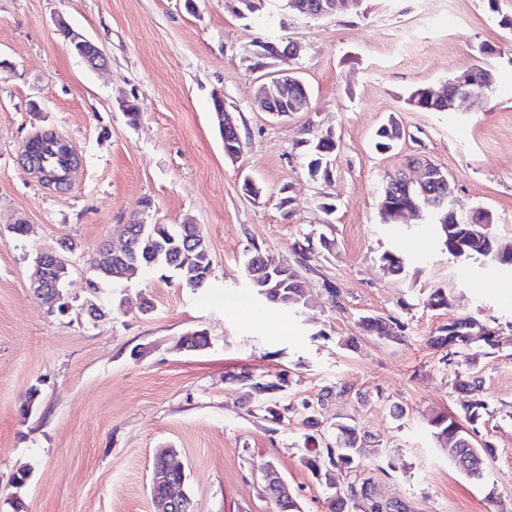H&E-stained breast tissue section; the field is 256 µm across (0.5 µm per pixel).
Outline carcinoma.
I'll return each instance as SVG.
<instances>
[{"label":"carcinoma","mask_w":512,"mask_h":512,"mask_svg":"<svg viewBox=\"0 0 512 512\" xmlns=\"http://www.w3.org/2000/svg\"><path fill=\"white\" fill-rule=\"evenodd\" d=\"M400 130L399 124L390 119L380 126L376 136V149L382 152L395 146L393 134ZM41 144L39 163L49 169L62 172L65 159L52 147L51 136L45 134L35 137ZM308 175L313 179H326L329 176V157L335 148L330 139L316 142L303 140ZM442 190V183L431 181L426 186H404L393 192L381 191L379 198V216L382 223L391 221L393 210L410 207L414 204L424 206L436 198ZM465 209L458 206L456 214L448 210L434 211L437 234L440 244L455 258L482 257L495 266L512 268V245H501L490 224H467L464 221ZM129 237L126 249L115 254L104 246L99 251L94 268L102 279L131 278L140 272H159L163 278L175 277L185 287L191 289L206 288L211 276L212 259L204 237L195 224H141L137 221L128 225ZM380 266L388 274L397 278L405 276L406 260L397 252L386 251L379 257ZM67 273V264L35 262L34 274L40 279L61 287ZM252 294L262 303L297 311L305 305L304 285L296 268L283 264L270 256L253 268L249 279ZM476 319L467 317L458 319L441 327L437 334L429 337L431 347L445 350L444 359L454 360L462 354L467 345L465 334L472 330ZM357 326L363 333L378 336H390L387 322L380 316L366 315L359 318ZM249 393L263 408L268 418L280 421L295 414L310 428L320 425L318 411L323 409L332 390L327 389L314 401L304 400L301 409L280 405L273 394L282 388L281 383L243 377ZM488 414V405L481 399L464 404L458 416L434 415L429 421L430 432L453 465L464 475L481 479L484 477L486 459L493 454L491 441L477 440V424ZM371 437L356 426L338 422L326 440L314 434L304 437L305 454L302 462L315 476L332 490L330 512H412L405 502L383 499L372 477L361 476L362 458L370 453L377 461L387 456L388 450L375 444L367 447ZM336 466L355 474L353 481L342 488L330 474V467ZM264 492L276 505L278 512H301V506L289 487L277 482L264 486Z\"/></svg>","instance_id":"carcinoma-1"}]
</instances>
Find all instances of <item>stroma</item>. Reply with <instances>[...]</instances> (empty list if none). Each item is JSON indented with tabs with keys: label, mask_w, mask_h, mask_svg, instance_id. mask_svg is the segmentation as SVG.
<instances>
[{
	"label": "stroma",
	"mask_w": 512,
	"mask_h": 512,
	"mask_svg": "<svg viewBox=\"0 0 512 512\" xmlns=\"http://www.w3.org/2000/svg\"><path fill=\"white\" fill-rule=\"evenodd\" d=\"M60 18L99 46L104 67L72 51ZM259 41L297 43L300 55L258 67ZM477 65L494 74L480 105H407L411 89ZM280 70L298 72L310 102L275 118L254 96ZM216 93L239 128L235 161L212 118ZM391 116L406 136L377 152L375 133ZM48 128L81 158L61 191L19 161L26 140ZM326 136L336 143L330 178L314 180L299 143ZM413 155L443 167L460 202L490 210L494 235L512 243V0L495 11L488 0H360L321 18L286 0H257L244 14L234 0H198L194 13L184 0H0V512H152L159 448L176 449L194 512H274L259 474L267 460L302 512H327L328 489L301 462L305 427L267 419L246 372L284 378L275 398L288 406L346 387L322 425L355 420L389 449L383 462L365 463L385 498L414 512H512V272L448 257L427 213L381 223L384 180ZM247 180L259 195L245 193ZM19 218L30 227L23 236L10 229ZM135 219L197 225L212 258L209 286L97 280V247L119 243ZM307 237L306 306H259L249 255L291 264ZM67 239L76 248L65 256L62 313L35 300L30 273L38 252ZM393 250L408 258L399 280L379 263ZM438 287L448 307L428 306ZM93 303L105 305L104 317H89ZM363 315L391 318V337L359 334ZM467 317L499 330L503 344L489 354L478 341L476 363H443L428 336ZM194 331L208 346L179 348ZM463 379L470 391L458 390ZM33 387L37 405L22 413ZM476 398L488 405L480 435L494 445L482 481L454 467L427 425ZM396 405L403 419L392 417ZM20 472L28 481L18 490Z\"/></svg>",
	"instance_id": "stroma-1"
}]
</instances>
